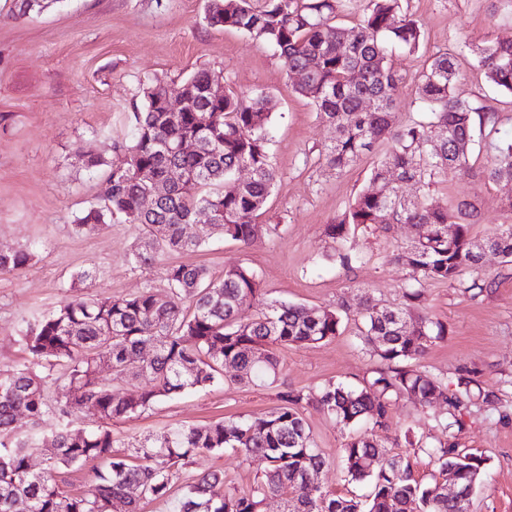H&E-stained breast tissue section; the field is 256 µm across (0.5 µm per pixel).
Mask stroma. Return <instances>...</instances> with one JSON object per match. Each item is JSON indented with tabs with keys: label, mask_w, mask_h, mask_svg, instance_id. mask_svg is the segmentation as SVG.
Listing matches in <instances>:
<instances>
[{
	"label": "stroma",
	"mask_w": 512,
	"mask_h": 512,
	"mask_svg": "<svg viewBox=\"0 0 512 512\" xmlns=\"http://www.w3.org/2000/svg\"><path fill=\"white\" fill-rule=\"evenodd\" d=\"M402 6L419 22L423 44L415 52L396 51L390 60L403 79L394 112L398 125L423 116L413 79L431 55L512 41V0H402ZM11 9L12 0H0V250L27 249L34 258L22 271L0 274V368L26 365L24 330L69 297L107 300L162 289L169 263L202 266L215 275L241 265L255 273L267 299L338 310L339 335L279 347L280 374L270 386L238 381L234 369L225 368L213 385L113 421L114 439L153 441L176 426L265 412L286 388L361 385L378 366L359 334L364 301L402 303L410 276L394 256L418 229L410 224H393L384 232L352 229L342 247L360 261L349 267L336 261L324 229L369 188L384 145L343 171L320 163L318 152L335 138V128L294 92L296 78L271 46L208 25L205 0H57L21 19L13 18ZM458 66L455 96L497 112L500 133L511 134L512 95L492 87L470 57H459ZM202 69L223 72L234 92L263 91L272 98L268 148L278 178L258 218L259 237L246 247L217 232L199 251L169 252L161 262L132 266L128 256L142 241L138 225L79 230L74 220L104 196L108 173L121 157L114 144L130 136L126 114L139 103L142 83H179ZM490 141L486 131H475L469 172L428 190L451 205L476 201L479 216L471 233L478 239L512 220L503 208L512 183L483 177ZM91 157L97 158L96 167H87ZM481 272L495 285L479 295L458 284L424 282L426 310L447 325L448 334L428 348L422 363L445 383L455 384L468 369L496 389L495 404L472 407L465 416L459 438L467 452L486 460L471 512H512V265L489 252ZM442 412V403L422 408L401 398L393 401L390 423L379 432L387 451L410 460L423 479L433 465L408 441L432 445L441 439ZM303 415L329 461L318 482L344 497L367 494V485L345 481L336 466L346 430L313 408ZM214 469L223 470L225 489H246L264 464L229 449L194 456L173 474L171 500L151 502L145 512H174L186 483Z\"/></svg>",
	"instance_id": "35a3bbf8"
}]
</instances>
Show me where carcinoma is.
<instances>
[{"instance_id":"carcinoma-1","label":"carcinoma","mask_w":512,"mask_h":512,"mask_svg":"<svg viewBox=\"0 0 512 512\" xmlns=\"http://www.w3.org/2000/svg\"><path fill=\"white\" fill-rule=\"evenodd\" d=\"M343 0H207L212 26L232 28L273 46L288 71L307 72L296 92L314 107L317 117L336 128L334 142L320 152L331 169L341 171L386 143L384 159L372 168L375 188L359 195L342 218L328 224L334 243L353 227L382 231L389 224H413L424 234L397 254L417 288H405L403 302L387 306L367 298L362 335L371 355L383 364L361 387L328 383L304 392L286 389L269 411L222 419L205 426H179L154 442L114 446L109 421L144 411L174 394L211 385L224 376V365L235 367L242 382L275 379L279 346H303L335 337L339 311L269 301L254 273L243 266L220 276L206 268L170 264L165 291L146 288L136 295L106 301L82 298L64 302L26 330L30 357L23 369L0 370V512H141V501L170 496L173 469L189 464L200 452L230 449L245 459L261 458L266 471L254 486L223 495L224 473L208 471L186 485L174 512H264L269 497L278 498L283 512H463L448 498V479L468 495L481 483L485 459L460 448L457 433L469 407L497 399L480 381L465 373L451 389L421 364L428 346L448 335L447 326L420 313L427 280L463 284L462 276L479 269L483 251L498 253L512 264V224L476 241L471 225L478 210L462 200L455 209L427 194L407 199L398 183L426 186L468 171L467 154L475 127L497 132L495 112L456 97L457 57L434 55L417 82L418 100L427 114L399 128L392 114L402 78L388 65L393 48H419L418 22L401 11L400 0H369L367 13L351 29L333 23ZM488 82L512 94V42L493 41L474 51ZM223 72L202 69L181 84L150 81L143 85L141 108L129 114L133 144L124 159L112 163L101 203L76 219V228L115 222L137 224L143 245L130 263L147 265L167 251L195 252L211 235L249 246L257 240L255 219L275 185L277 172L268 151L271 122L269 95L224 92L215 101L206 94ZM179 93L186 111H165L167 92ZM374 99L368 111L365 103ZM196 149H177L182 142ZM492 158L484 170L491 182H512V136L490 142ZM184 174L168 179L171 169ZM250 177L235 192L220 190L240 169ZM207 209L215 223L189 236L192 224ZM455 227L448 237V227ZM28 250L0 251V271L24 269ZM257 307L253 314L246 308ZM154 350L148 360L141 357ZM110 365L111 377L101 378L99 364ZM61 366L59 374L52 371ZM143 381L131 397L124 385ZM62 387L64 400L52 405L48 384ZM406 397L427 406H447L445 439L423 446L435 466L431 481L415 476L410 461L388 454L373 431L387 426L392 402ZM313 406L344 426L367 421L370 432L351 433L341 448L340 467L351 482L367 481L366 499L346 498L310 486L308 476L328 465L302 416ZM53 414L52 451L43 470L31 469L34 436L15 435L17 418L32 427ZM94 416L102 426L74 429L76 415ZM102 461L88 490L64 489V474L89 461Z\"/></svg>"}]
</instances>
